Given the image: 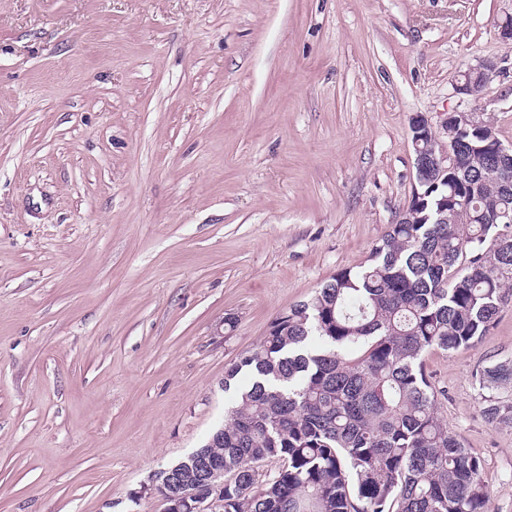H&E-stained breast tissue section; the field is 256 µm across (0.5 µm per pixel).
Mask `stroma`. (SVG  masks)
Returning a JSON list of instances; mask_svg holds the SVG:
<instances>
[{"label":"stroma","instance_id":"obj_1","mask_svg":"<svg viewBox=\"0 0 512 512\" xmlns=\"http://www.w3.org/2000/svg\"><path fill=\"white\" fill-rule=\"evenodd\" d=\"M512 0H0V512H163L155 472L232 402L224 368L414 186L410 122L512 145ZM494 65L474 96L453 84ZM236 318L226 329L225 318ZM512 301L434 351L438 413L512 512V423L475 375Z\"/></svg>","mask_w":512,"mask_h":512}]
</instances>
